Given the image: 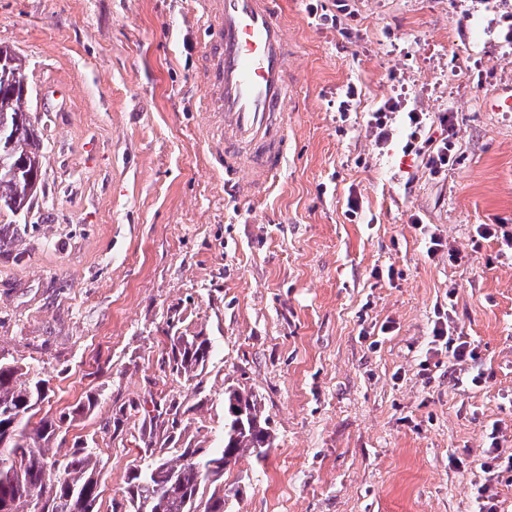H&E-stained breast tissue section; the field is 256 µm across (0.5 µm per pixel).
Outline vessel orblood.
<instances>
[{
    "mask_svg": "<svg viewBox=\"0 0 512 512\" xmlns=\"http://www.w3.org/2000/svg\"><path fill=\"white\" fill-rule=\"evenodd\" d=\"M207 39L200 57L201 140L234 194L265 193L288 161L296 40L284 0H199Z\"/></svg>",
    "mask_w": 512,
    "mask_h": 512,
    "instance_id": "1",
    "label": "vessel or blood"
}]
</instances>
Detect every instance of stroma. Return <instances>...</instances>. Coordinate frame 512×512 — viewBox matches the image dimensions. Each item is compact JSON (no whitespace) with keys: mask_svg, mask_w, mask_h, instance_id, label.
Listing matches in <instances>:
<instances>
[{"mask_svg":"<svg viewBox=\"0 0 512 512\" xmlns=\"http://www.w3.org/2000/svg\"><path fill=\"white\" fill-rule=\"evenodd\" d=\"M194 10L0 0L44 156L31 210L0 211V357L49 379L54 451L100 448V512H123L142 436L164 441L152 399L186 407L182 447L220 448L231 385L273 435L225 472L232 512H474L486 424L512 456V258L477 233L512 225V112L484 107L512 90V0H288L294 135L254 200L203 164ZM389 100L450 115L447 171L403 152L401 120L376 145ZM175 313L212 345L198 390L162 364ZM440 318L475 359L434 341ZM395 112L400 114V109L397 104L391 103L390 101L384 103L383 106L375 112H371L367 123L374 132L378 144L386 143L392 138L393 134L389 121L392 120L391 114Z\"/></svg>","mask_w":512,"mask_h":512,"instance_id":"35a3bbf8","label":"stroma"}]
</instances>
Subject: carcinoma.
Instances as JSON below:
<instances>
[{
    "instance_id": "carcinoma-1",
    "label": "carcinoma",
    "mask_w": 512,
    "mask_h": 512,
    "mask_svg": "<svg viewBox=\"0 0 512 512\" xmlns=\"http://www.w3.org/2000/svg\"><path fill=\"white\" fill-rule=\"evenodd\" d=\"M28 97L0 86V158L41 159ZM26 173L0 174V203L13 213L31 209ZM166 360L171 370L190 381L211 355L209 338L198 333L183 338L168 336ZM47 398L46 381L29 366L0 361V442L8 455L0 454V512H31L32 499H42L41 512H95L98 491V453L83 443L62 457L43 447L60 428L52 419L36 426L30 414ZM153 418L167 425V448L144 442L143 464L134 467L126 495V512H228V502L239 489L224 485V473L241 459L261 458L271 446L272 435L253 393L240 388L224 390V447L180 448V406L173 400L153 401ZM60 470L52 471V465Z\"/></svg>"
}]
</instances>
